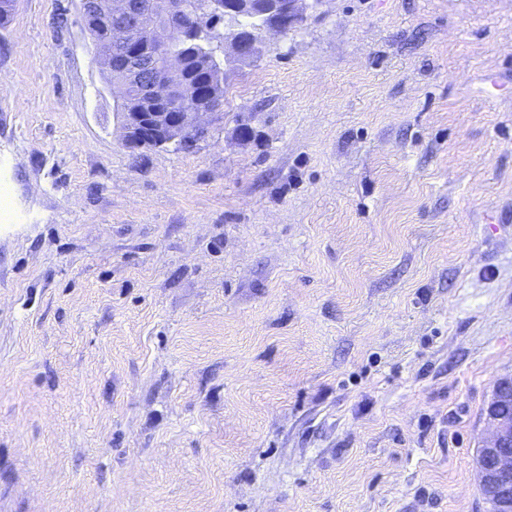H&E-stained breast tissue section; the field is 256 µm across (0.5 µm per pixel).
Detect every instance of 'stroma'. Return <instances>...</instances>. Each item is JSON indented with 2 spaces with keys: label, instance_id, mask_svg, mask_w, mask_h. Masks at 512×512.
Listing matches in <instances>:
<instances>
[{
  "label": "stroma",
  "instance_id": "obj_1",
  "mask_svg": "<svg viewBox=\"0 0 512 512\" xmlns=\"http://www.w3.org/2000/svg\"><path fill=\"white\" fill-rule=\"evenodd\" d=\"M80 11L0 27V512H488L512 0H319L190 152Z\"/></svg>",
  "mask_w": 512,
  "mask_h": 512
}]
</instances>
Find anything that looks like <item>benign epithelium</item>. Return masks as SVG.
<instances>
[{
  "label": "benign epithelium",
  "mask_w": 512,
  "mask_h": 512,
  "mask_svg": "<svg viewBox=\"0 0 512 512\" xmlns=\"http://www.w3.org/2000/svg\"><path fill=\"white\" fill-rule=\"evenodd\" d=\"M261 2L271 18L268 34L282 35L303 18L306 0H211L212 11L238 17L254 14L252 3ZM184 0H82L80 21L89 30L94 18L111 28L112 47L122 63L127 80L107 83L116 98L120 140L132 150L175 145L193 150L208 133L211 122L223 120L222 107L192 112H168V100L197 99L200 92L185 71L183 56L171 48V35L184 33ZM224 46L239 63L259 58V43L242 32L224 36ZM512 399V375L498 377L486 408L491 437L477 451L480 482L488 491L490 512H512V413L506 409Z\"/></svg>",
  "instance_id": "1"
}]
</instances>
